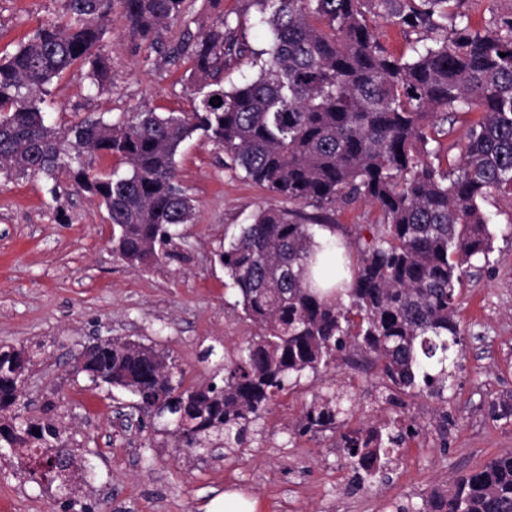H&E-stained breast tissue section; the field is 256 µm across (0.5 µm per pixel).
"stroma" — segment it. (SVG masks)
Segmentation results:
<instances>
[{
  "label": "stroma",
  "instance_id": "obj_1",
  "mask_svg": "<svg viewBox=\"0 0 512 512\" xmlns=\"http://www.w3.org/2000/svg\"><path fill=\"white\" fill-rule=\"evenodd\" d=\"M187 24L163 29L161 42L177 43L219 14L238 24L253 48L265 45L251 0H186ZM66 0H0V57L13 54L36 28L60 22ZM112 82L91 87L74 66L48 87L46 118L65 130L87 115L115 121L144 110L190 108V65L170 61L133 39L120 9H113L103 41ZM177 175L193 197V223L175 226L171 259L131 266L112 250V226L99 199L60 174L0 172V346L35 349L21 398L25 417L52 423L77 448L75 493H42L19 483L13 456L0 458V512H71L76 500L96 508L112 499V512H208L213 499L236 493L254 512H396L422 509L433 494L450 495L456 481L512 449V417L492 405H512V199L483 201L491 217L492 249L468 268L457 318L464 353L443 397L397 395L386 400L379 366L352 349L319 375L291 385L272 405L265 430L243 447L216 458L174 448L161 419L126 427L117 406L134 397L93 384L72 368L73 356L94 336L143 343L171 356L187 388L206 386L211 364L201 353L233 355L258 329L242 318L226 286L218 254L225 235L252 223L259 207L282 198L244 181L221 146L204 138L186 142ZM343 242L369 241L378 208L359 201L325 210ZM344 389L354 407L338 428L306 432L302 417L314 395ZM396 421L404 443L370 480L340 446L343 432Z\"/></svg>",
  "mask_w": 512,
  "mask_h": 512
}]
</instances>
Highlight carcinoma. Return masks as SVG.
I'll return each mask as SVG.
<instances>
[{"instance_id": "obj_1", "label": "carcinoma", "mask_w": 512, "mask_h": 512, "mask_svg": "<svg viewBox=\"0 0 512 512\" xmlns=\"http://www.w3.org/2000/svg\"><path fill=\"white\" fill-rule=\"evenodd\" d=\"M267 48L237 38L234 21L218 16L196 33L185 26L170 54L186 58L193 78L191 110H145L110 122L88 116L66 132L45 123L46 86L81 65L97 89L110 82L103 40L112 0H67V19L34 30L0 59V170L65 171L100 199L112 221L113 250L128 264L175 256L173 226L188 224L193 198L181 185L175 157L198 134L220 145L241 177L288 201L261 208L219 254L236 287L243 318L261 329L220 380L199 389L182 377L155 374L144 354L115 340L82 353L76 373L121 388L155 415L176 416L174 447L203 452L240 448L256 435L270 405L291 380L318 375L350 347L373 355L394 389L440 395L448 364L462 345L458 286L471 261L491 250L488 195H512V17L476 27L459 0H252ZM133 36L158 42L160 30L185 19L184 0H118ZM402 27L440 30L395 56L376 39L370 15ZM249 55L256 73L226 86L227 63ZM222 104H210L213 97ZM477 114L459 156L441 160L450 114ZM115 156L123 174L106 176L80 160L81 150ZM379 209L378 229L353 263L322 271L342 287L313 284L314 227L300 207L351 204ZM29 360L0 352V448L19 457L40 448L30 476L71 480L70 439L51 424L21 418L19 376ZM344 391L312 400L303 430L336 427L351 409ZM39 434H33V431ZM347 458L366 476H383L403 436L387 423L341 435ZM421 512H512V451L461 479L454 493Z\"/></svg>"}]
</instances>
